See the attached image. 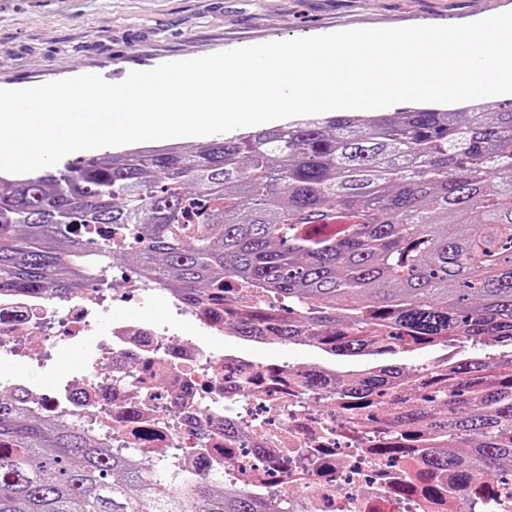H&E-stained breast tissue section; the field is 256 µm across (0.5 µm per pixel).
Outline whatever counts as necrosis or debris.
I'll list each match as a JSON object with an SVG mask.
<instances>
[{"label":"necrosis or debris","instance_id":"necrosis-or-debris-1","mask_svg":"<svg viewBox=\"0 0 512 512\" xmlns=\"http://www.w3.org/2000/svg\"><path fill=\"white\" fill-rule=\"evenodd\" d=\"M120 297L153 301L161 319L105 322L108 304ZM241 302L229 293L222 307L203 310L129 270L64 297L1 293L0 353L41 364L62 342L85 339L93 357L60 391L15 374L0 377V391L151 467L175 459L174 490L226 479L284 512H474L472 496L450 473L436 478L442 495L428 498L425 446L385 454L383 430L344 420L329 365L268 364L245 338L215 350L213 339L233 332L225 308ZM174 312L189 316L192 329L170 330ZM314 372L327 378L323 390L308 387Z\"/></svg>","mask_w":512,"mask_h":512}]
</instances>
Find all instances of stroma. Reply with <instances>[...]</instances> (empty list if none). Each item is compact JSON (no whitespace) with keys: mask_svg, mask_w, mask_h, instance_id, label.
I'll use <instances>...</instances> for the list:
<instances>
[{"mask_svg":"<svg viewBox=\"0 0 512 512\" xmlns=\"http://www.w3.org/2000/svg\"><path fill=\"white\" fill-rule=\"evenodd\" d=\"M512 0H0V88L89 72L118 83L172 61L362 28L475 22ZM83 344L32 370L50 388L81 374Z\"/></svg>","mask_w":512,"mask_h":512,"instance_id":"1","label":"stroma"}]
</instances>
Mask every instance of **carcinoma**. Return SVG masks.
<instances>
[{
  "instance_id": "obj_1",
  "label": "carcinoma",
  "mask_w": 512,
  "mask_h": 512,
  "mask_svg": "<svg viewBox=\"0 0 512 512\" xmlns=\"http://www.w3.org/2000/svg\"><path fill=\"white\" fill-rule=\"evenodd\" d=\"M131 248L137 267L194 304L263 289L283 310H224L238 335L337 356L454 342L512 346V99L494 112L412 107L337 113L217 138L194 151L135 148L0 178V293L64 296ZM403 368L350 381V411L389 425L387 451L426 427L452 444L430 472L461 475L478 501L512 463V351L423 383L422 402L377 417ZM0 512H278L208 483L172 491L142 463L93 447L0 397Z\"/></svg>"
}]
</instances>
